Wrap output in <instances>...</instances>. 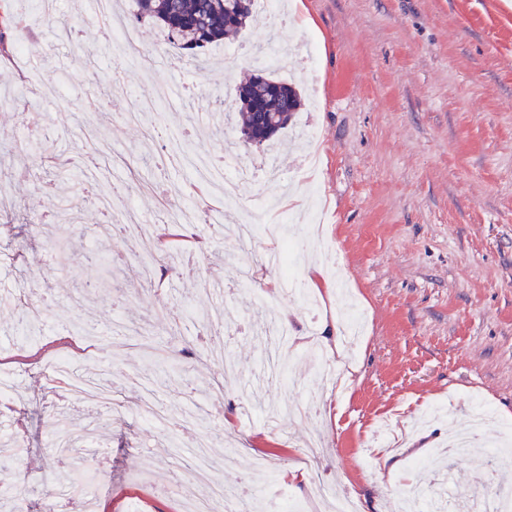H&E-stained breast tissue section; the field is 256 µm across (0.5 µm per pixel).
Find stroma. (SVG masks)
<instances>
[{
	"label": "stroma",
	"mask_w": 512,
	"mask_h": 512,
	"mask_svg": "<svg viewBox=\"0 0 512 512\" xmlns=\"http://www.w3.org/2000/svg\"><path fill=\"white\" fill-rule=\"evenodd\" d=\"M506 0H283L237 39L210 51L205 72L175 61L163 34L140 26L134 48L107 44L91 0H57L69 38L45 26L27 0H0L24 14L20 54L0 62V374L17 393L0 399V512H85L58 475L96 472L95 512H187L185 496L164 495L183 478L197 440L214 463L245 445L242 465L216 483L307 501L312 475L301 465L305 438L323 440L321 475L358 512H396L409 484H452L451 512H484L486 467L448 453L449 431L468 427L471 401L486 400L512 421V7ZM287 44L273 76L296 82L305 106L274 150L280 180L263 176L265 155L238 144L235 105L225 95L252 72L250 55L269 32ZM234 50L225 66V50ZM168 58L144 74L145 52ZM181 82L195 108L170 100L161 121L190 155L248 161L255 176L245 200L270 201L269 223L286 221L293 242L320 223L317 250L297 274L321 301L308 311L276 293L278 270L260 265L275 243L256 235L242 246L234 216L183 226L193 251L120 233L102 215L135 204L138 219L191 207L181 194L183 164L162 170L151 151L168 148L151 127L122 120L136 100ZM317 127L316 173L301 133ZM39 216L42 229L30 225ZM74 236L78 253L59 263L43 229ZM112 292L92 299L101 259ZM258 265L238 281V262ZM319 265L309 273V265ZM220 281L212 297L205 283ZM40 303L50 328L20 335V301ZM357 304L365 327L346 389L317 387L311 337L330 336L336 310ZM223 310L231 333L208 314ZM293 328L287 372L269 374L266 333ZM70 351L75 383L107 388L109 408L57 388L40 365ZM453 396L439 420L418 410ZM317 402L310 416L288 408ZM389 420L396 447H370L373 424ZM396 460L382 471L385 459Z\"/></svg>",
	"instance_id": "obj_1"
}]
</instances>
